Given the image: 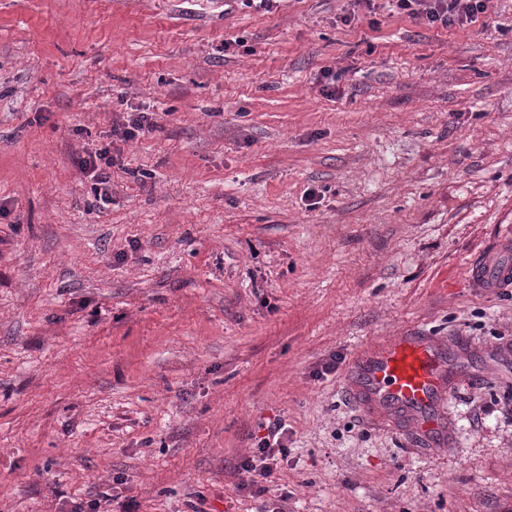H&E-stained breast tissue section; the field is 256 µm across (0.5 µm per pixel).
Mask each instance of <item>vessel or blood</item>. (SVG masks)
Wrapping results in <instances>:
<instances>
[{"label":"vessel or blood","mask_w":512,"mask_h":512,"mask_svg":"<svg viewBox=\"0 0 512 512\" xmlns=\"http://www.w3.org/2000/svg\"><path fill=\"white\" fill-rule=\"evenodd\" d=\"M512 236H502L472 263L468 283L474 288H511ZM439 342L422 331H406L361 352L346 382L348 392L377 419L395 409L417 415L441 402L456 380L438 360Z\"/></svg>","instance_id":"b4317fda"}]
</instances>
